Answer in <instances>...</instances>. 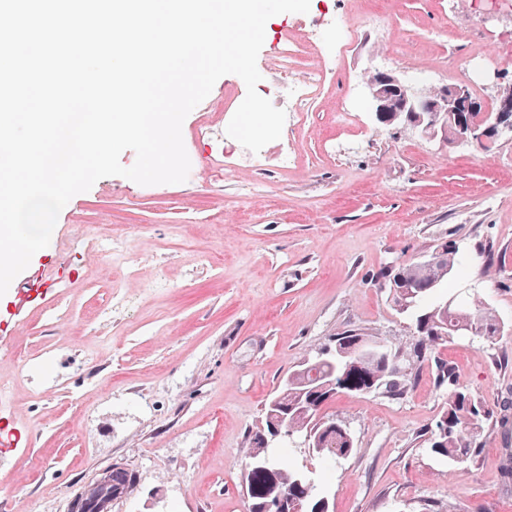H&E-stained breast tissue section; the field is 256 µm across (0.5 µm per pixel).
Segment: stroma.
<instances>
[{
	"instance_id": "1",
	"label": "stroma",
	"mask_w": 512,
	"mask_h": 512,
	"mask_svg": "<svg viewBox=\"0 0 512 512\" xmlns=\"http://www.w3.org/2000/svg\"><path fill=\"white\" fill-rule=\"evenodd\" d=\"M289 35L318 52L282 66ZM479 49V75L461 72ZM389 56L405 78L489 105L498 80L512 83V12L498 0H310L267 21L257 59V91L278 108L311 70L325 76L280 139L254 154L226 135L246 96L228 74L183 122L187 181L109 176L66 204L31 259L51 265L55 288L0 329V429L28 438L0 451V512H68L116 464L135 481L111 512H244L241 450L269 395L343 332L410 344L413 321L378 276L443 241L467 259L492 245L488 276L458 278L455 293L509 331L442 355L489 408L512 398V141L451 149L379 123L362 77ZM447 400L424 370L403 399L326 404L354 438L323 487L330 512H512V420L465 467L424 438Z\"/></svg>"
}]
</instances>
